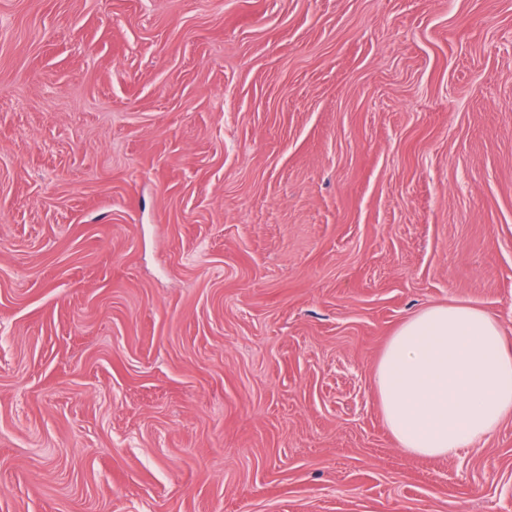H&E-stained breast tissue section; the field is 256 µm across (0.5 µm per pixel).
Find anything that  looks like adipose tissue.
Masks as SVG:
<instances>
[{
	"label": "adipose tissue",
	"instance_id": "ef3b65f1",
	"mask_svg": "<svg viewBox=\"0 0 512 512\" xmlns=\"http://www.w3.org/2000/svg\"><path fill=\"white\" fill-rule=\"evenodd\" d=\"M374 387L401 450L458 457L512 416V340L478 307H424L389 336Z\"/></svg>",
	"mask_w": 512,
	"mask_h": 512
}]
</instances>
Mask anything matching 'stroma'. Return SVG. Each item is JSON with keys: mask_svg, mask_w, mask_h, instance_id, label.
I'll use <instances>...</instances> for the list:
<instances>
[{"mask_svg": "<svg viewBox=\"0 0 512 512\" xmlns=\"http://www.w3.org/2000/svg\"><path fill=\"white\" fill-rule=\"evenodd\" d=\"M512 340V0H0V512H512L404 453L408 316Z\"/></svg>", "mask_w": 512, "mask_h": 512, "instance_id": "35a3bbf8", "label": "stroma"}]
</instances>
